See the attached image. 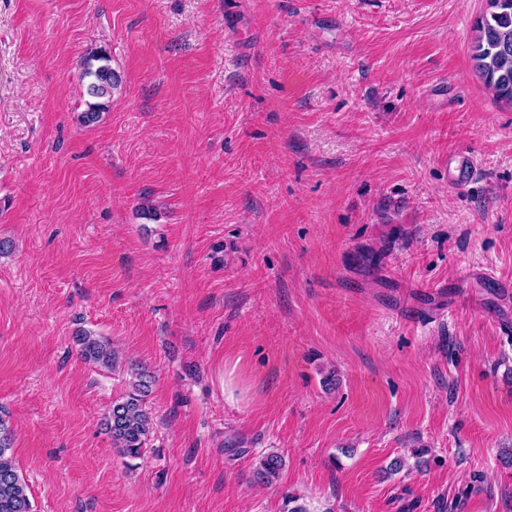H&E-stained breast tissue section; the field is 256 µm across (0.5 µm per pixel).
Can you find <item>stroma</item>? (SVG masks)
I'll return each mask as SVG.
<instances>
[{
	"label": "stroma",
	"instance_id": "obj_1",
	"mask_svg": "<svg viewBox=\"0 0 512 512\" xmlns=\"http://www.w3.org/2000/svg\"><path fill=\"white\" fill-rule=\"evenodd\" d=\"M486 8L0 0V409L34 512H512L491 323L512 292L468 275L512 279V108L471 60ZM95 48L123 83L85 127ZM456 148L479 164L461 192ZM433 281L444 313L401 319ZM85 330L156 375L141 458L104 431L128 385L79 357ZM238 360L233 365L224 363V398L231 403H238L246 398V390L241 385L239 376L237 375ZM284 466L285 459L280 453L274 451L264 453L258 459L254 471L255 477L262 483L272 484L277 481Z\"/></svg>",
	"mask_w": 512,
	"mask_h": 512
}]
</instances>
